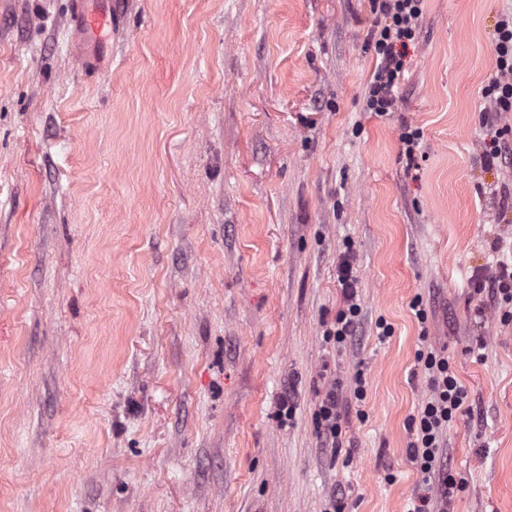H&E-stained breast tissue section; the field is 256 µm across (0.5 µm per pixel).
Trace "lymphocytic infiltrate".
<instances>
[{
  "instance_id": "lymphocytic-infiltrate-1",
  "label": "lymphocytic infiltrate",
  "mask_w": 512,
  "mask_h": 512,
  "mask_svg": "<svg viewBox=\"0 0 512 512\" xmlns=\"http://www.w3.org/2000/svg\"><path fill=\"white\" fill-rule=\"evenodd\" d=\"M423 0H372V10L380 18L370 34V42L379 63L372 75L366 97V109L383 116L393 111L405 71L401 49L415 40L422 15ZM493 50L496 74L484 85L481 94L494 114L512 112V18L500 19L494 30ZM338 283L342 306L333 322L323 331L325 343L343 348L354 336L362 307L354 273V255L345 251L338 264ZM468 287L480 296L478 313L488 308L500 311L502 324L512 323V267L501 264L473 274ZM416 361L423 373L429 395L410 419L413 439L410 459L422 475L423 491L418 494L412 512H447L463 482L447 464L449 426L471 413L469 394L455 373L448 355L422 347ZM318 433L324 447L343 445V425L339 400L328 391L316 411Z\"/></svg>"
}]
</instances>
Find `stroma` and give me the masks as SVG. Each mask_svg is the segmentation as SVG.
Here are the masks:
<instances>
[{"label": "stroma", "mask_w": 512, "mask_h": 512, "mask_svg": "<svg viewBox=\"0 0 512 512\" xmlns=\"http://www.w3.org/2000/svg\"><path fill=\"white\" fill-rule=\"evenodd\" d=\"M73 2L0 0V512H409L424 338L473 408L453 512H512V324L467 286L512 264V168L480 160L512 0H424L384 116L370 0H87L117 15L92 76ZM348 245L362 318L337 349ZM316 424L324 448H342V415L336 389L329 390L320 400L316 411Z\"/></svg>", "instance_id": "stroma-1"}]
</instances>
